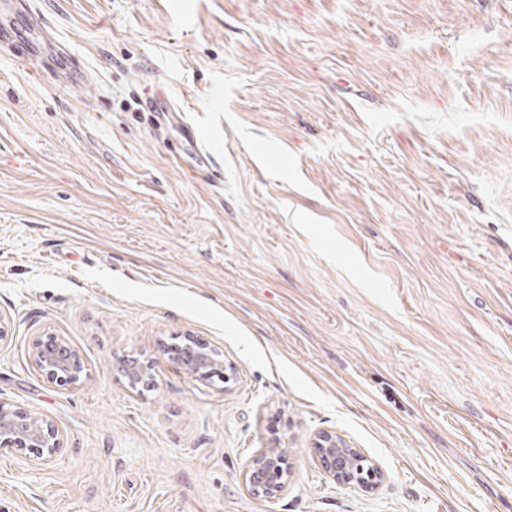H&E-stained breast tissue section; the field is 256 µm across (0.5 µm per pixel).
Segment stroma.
I'll return each mask as SVG.
<instances>
[{
  "mask_svg": "<svg viewBox=\"0 0 512 512\" xmlns=\"http://www.w3.org/2000/svg\"><path fill=\"white\" fill-rule=\"evenodd\" d=\"M25 2L85 78L0 48V401L60 438L0 512H512V0ZM187 339L189 343L173 356L174 363L181 371L190 376L206 379L214 373H223L224 370V383H229L233 379L236 370L234 364H224L221 361L206 363L200 351L204 348L203 342L196 341L190 335ZM31 351L33 360L38 366L42 367L43 363H48L56 368L50 371L49 367H42L46 373L51 372L52 377H49L55 382L63 386H79L81 384L85 369L84 363L78 352L64 337L50 336L46 342L41 337H37L32 342ZM314 447L323 466L334 480L350 481L355 479L364 487L376 486L381 473L373 465L365 467L357 462L363 457L355 454L356 448H349L348 443L341 436L331 431H322L315 439ZM355 465V469L351 467ZM274 450L268 448L260 451L245 471V483L254 495L269 497L288 485L290 471L287 459L283 455H275Z\"/></svg>",
  "mask_w": 512,
  "mask_h": 512,
  "instance_id": "1",
  "label": "stroma"
}]
</instances>
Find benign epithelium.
Instances as JSON below:
<instances>
[{
  "label": "benign epithelium",
  "instance_id": "1",
  "mask_svg": "<svg viewBox=\"0 0 512 512\" xmlns=\"http://www.w3.org/2000/svg\"><path fill=\"white\" fill-rule=\"evenodd\" d=\"M181 351L173 356V361L184 373L200 379L211 377L215 373H224V382L233 379L236 367L232 363L221 361L207 363L201 349L203 342L188 337ZM32 357L37 365L48 363L54 366L52 380L61 385L78 386L82 382L80 370L84 363L78 352L62 336H52L45 341L36 338L31 346ZM58 431L47 420L35 424L31 414L14 409L0 402V447L28 449L45 460L53 456L57 448ZM315 448L319 459L335 480H356L364 487L377 485L381 473L374 466L360 463L362 456L356 449L349 447L342 437L322 431L315 439ZM290 471L285 456H275L274 449L260 451L250 461L245 474V483L249 490L262 497L274 495L288 485Z\"/></svg>",
  "mask_w": 512,
  "mask_h": 512
}]
</instances>
